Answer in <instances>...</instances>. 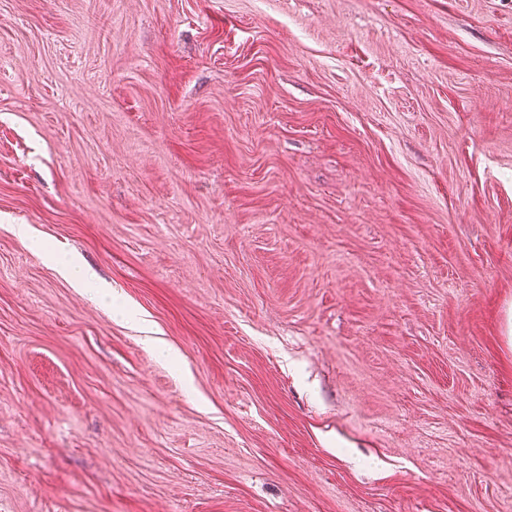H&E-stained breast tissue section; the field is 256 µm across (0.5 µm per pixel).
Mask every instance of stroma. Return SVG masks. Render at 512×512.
Segmentation results:
<instances>
[{"label": "stroma", "mask_w": 512, "mask_h": 512, "mask_svg": "<svg viewBox=\"0 0 512 512\" xmlns=\"http://www.w3.org/2000/svg\"><path fill=\"white\" fill-rule=\"evenodd\" d=\"M0 512H512V0H0ZM58 273L77 286L89 285L94 279V273L78 260H59L57 262Z\"/></svg>", "instance_id": "stroma-1"}]
</instances>
